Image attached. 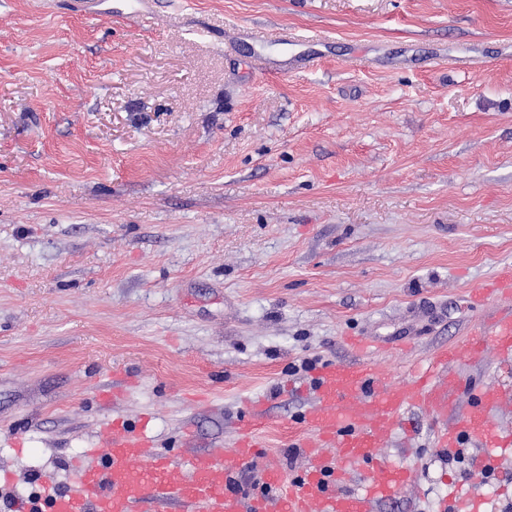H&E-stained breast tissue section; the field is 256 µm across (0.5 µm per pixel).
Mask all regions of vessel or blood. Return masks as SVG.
<instances>
[{
    "instance_id": "vessel-or-blood-1",
    "label": "vessel or blood",
    "mask_w": 512,
    "mask_h": 512,
    "mask_svg": "<svg viewBox=\"0 0 512 512\" xmlns=\"http://www.w3.org/2000/svg\"><path fill=\"white\" fill-rule=\"evenodd\" d=\"M490 352L501 361L512 359V311L475 332L465 348L475 359ZM452 357L441 349L428 372L407 382L389 379L358 359L322 369L315 379L316 401L302 418L307 434L299 445L307 463L299 479H288L257 438L265 404L256 400L233 447L203 450L182 463L153 448L142 425L112 420L99 447L74 462L67 491L44 483L37 498H17L14 512H36L40 500L52 512H376L379 503L417 481L413 469L393 466L381 454L402 428L403 410L415 405L439 416L464 390L447 377ZM489 404L511 408L512 391L483 388L457 423L437 430V447L455 448L463 440L487 452L505 447L508 437L487 414ZM246 464L262 469L275 496L261 493L241 504L235 485ZM355 475L359 488L339 491V484Z\"/></svg>"
}]
</instances>
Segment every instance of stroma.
Segmentation results:
<instances>
[{
  "instance_id": "1",
  "label": "stroma",
  "mask_w": 512,
  "mask_h": 512,
  "mask_svg": "<svg viewBox=\"0 0 512 512\" xmlns=\"http://www.w3.org/2000/svg\"><path fill=\"white\" fill-rule=\"evenodd\" d=\"M95 2L0 0V512L114 418L185 459L258 395L295 477L302 361L360 336L410 377L508 304L470 291L512 264V0ZM290 36L311 60L271 70ZM448 372L512 389V361ZM465 410L406 411L383 453L417 487L379 512H506L512 447L480 480L434 445Z\"/></svg>"
}]
</instances>
